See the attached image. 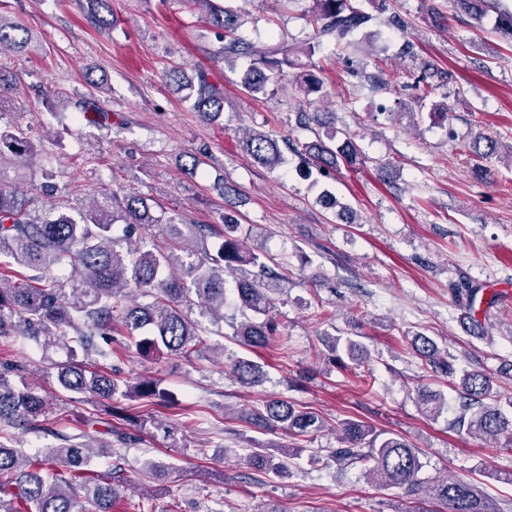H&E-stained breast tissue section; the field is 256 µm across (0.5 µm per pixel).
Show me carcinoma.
<instances>
[{
  "label": "carcinoma",
  "instance_id": "cac0c4a2",
  "mask_svg": "<svg viewBox=\"0 0 512 512\" xmlns=\"http://www.w3.org/2000/svg\"><path fill=\"white\" fill-rule=\"evenodd\" d=\"M459 8L481 21L488 0H455ZM205 6L204 20L221 31L224 61L251 58L244 87L252 95L268 92L278 82L277 71L292 65L293 48L284 42L254 43L236 36L238 15L212 0H187ZM317 33L307 44L305 54L313 56L321 39L327 36L341 42L363 27L369 15L358 0H313ZM85 7L98 27L110 25L109 0H86ZM31 36L17 22L0 18V51L24 52ZM170 79L178 87L195 92L194 107L205 117L224 111V92L210 83L204 71L196 81L172 72ZM335 113L302 112L299 124L314 134L295 153L307 165L329 175L343 164L354 167L361 161L356 144L347 137L336 142ZM239 147L256 162L270 168L282 163L279 141L257 130H245ZM38 145L23 127L0 128V257L34 270L38 275L23 283L0 275V338L21 332L41 342L45 349L65 347L69 361L56 366L59 387L69 393L111 400L118 391V380L110 374L90 369L78 360V351L99 359L112 358V348L97 344L118 331L132 335L140 330L141 348L148 353L191 356L209 348L205 337L210 326L224 321L226 277L236 283V292L244 310L242 319L229 323L230 339L238 346L254 351L268 345L275 326L268 317L269 293L279 286L280 275L261 261L260 252L243 250L238 232L240 224L229 215L222 226L215 224H179L172 217L156 215L143 196L128 191L119 196L105 193L96 198L79 218L48 212L32 215L33 198L19 189L21 168L37 153ZM11 168L16 178L6 169ZM158 226L166 234L169 246L153 249L144 245L123 251L113 236L117 223ZM220 238L216 254L199 251L205 237ZM196 298L203 320H193L180 309ZM413 353L432 371L447 377L456 374L448 362V353L437 342L417 333L410 342ZM232 373L243 385L259 386L265 379L262 364L238 357ZM455 388L459 412L454 426L475 437L504 439L512 445V418L504 417L493 380L481 371H465ZM130 393L143 400L162 394L161 381L141 378L130 386ZM418 400L423 412L438 417L448 410L443 392L422 390ZM244 420L264 429H281L290 435L305 436L324 427L311 411L299 410L288 402H271L264 410H251ZM42 429L63 441L42 454L30 455L14 445L13 430L36 422ZM49 399L24 377L23 365L14 360L0 361V496L9 497L7 512H75L77 503L89 506V512H112L123 478L112 470L101 474L90 466L93 458L112 456L108 443L92 445L77 435L58 429ZM340 447L331 451L337 469L345 471L365 466V475L373 483L403 490L417 503H442L448 512H489L480 490L471 482L442 477L422 479L424 467L419 449L407 440L378 431L358 419H345L340 425ZM244 465L259 471L282 473L283 459H276L266 448H252L239 456Z\"/></svg>",
  "mask_w": 512,
  "mask_h": 512
}]
</instances>
